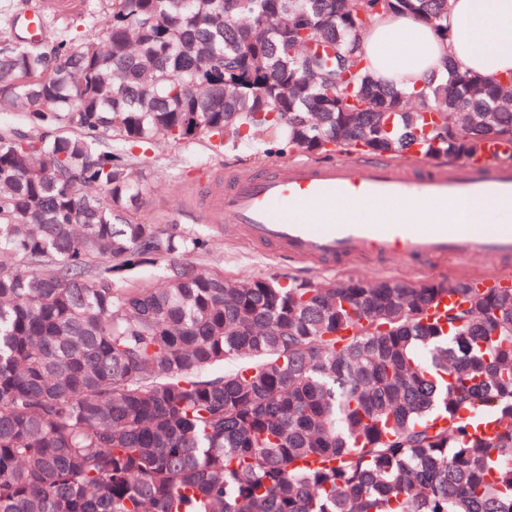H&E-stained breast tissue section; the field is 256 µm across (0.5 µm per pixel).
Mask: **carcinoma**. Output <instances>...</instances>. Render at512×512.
I'll use <instances>...</instances> for the list:
<instances>
[{
    "label": "carcinoma",
    "mask_w": 512,
    "mask_h": 512,
    "mask_svg": "<svg viewBox=\"0 0 512 512\" xmlns=\"http://www.w3.org/2000/svg\"><path fill=\"white\" fill-rule=\"evenodd\" d=\"M79 2L0 40V512H512V288H226L112 152L511 159L512 84L402 93L356 53L383 12L447 36L450 0ZM168 261H157L143 265L131 273V277L145 285L159 286L164 283L167 277Z\"/></svg>",
    "instance_id": "1"
}]
</instances>
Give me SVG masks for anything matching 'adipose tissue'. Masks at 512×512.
Returning <instances> with one entry per match:
<instances>
[{"instance_id":"adipose-tissue-1","label":"adipose tissue","mask_w":512,"mask_h":512,"mask_svg":"<svg viewBox=\"0 0 512 512\" xmlns=\"http://www.w3.org/2000/svg\"><path fill=\"white\" fill-rule=\"evenodd\" d=\"M448 35L413 19L384 13L361 42L369 71L410 91L440 80L447 69L497 82L512 73V0H450Z\"/></svg>"}]
</instances>
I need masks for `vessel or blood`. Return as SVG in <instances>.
<instances>
[{
	"instance_id": "vessel-or-blood-1",
	"label": "vessel or blood",
	"mask_w": 512,
	"mask_h": 512,
	"mask_svg": "<svg viewBox=\"0 0 512 512\" xmlns=\"http://www.w3.org/2000/svg\"><path fill=\"white\" fill-rule=\"evenodd\" d=\"M65 0H32L20 16L37 38ZM502 204L496 223L467 222L465 206ZM208 223L225 234L269 247L294 262L349 261L376 254L416 262L482 255L499 284L512 281V166L496 156L405 168L379 159L280 164L236 174L209 196Z\"/></svg>"
}]
</instances>
